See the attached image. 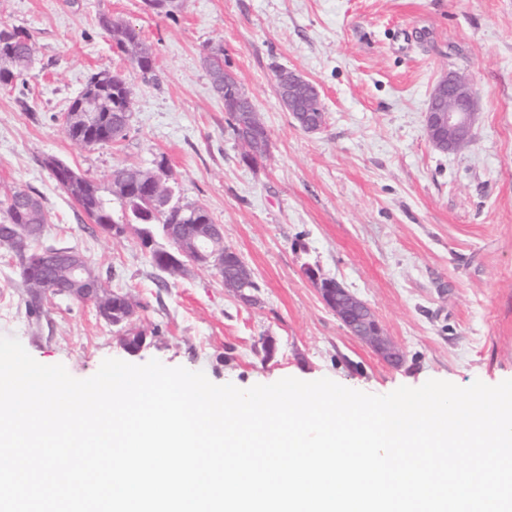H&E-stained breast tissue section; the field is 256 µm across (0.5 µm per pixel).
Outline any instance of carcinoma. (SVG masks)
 Instances as JSON below:
<instances>
[{"label": "carcinoma", "mask_w": 512, "mask_h": 512, "mask_svg": "<svg viewBox=\"0 0 512 512\" xmlns=\"http://www.w3.org/2000/svg\"><path fill=\"white\" fill-rule=\"evenodd\" d=\"M100 26L112 39V47L129 59L133 68L144 75L154 72V56L150 46L141 38L135 27L116 21L110 16L99 18ZM34 48L30 34L19 30L0 29V84L7 85L14 75L31 69ZM208 72L215 93L222 99L231 97L245 99L247 95L240 85L224 90V54L212 52L207 56ZM97 100V109L101 113L104 135L92 140L86 133L67 124L65 130L75 142L91 147L108 143L125 135L132 115V93L126 75L120 71H103L92 74L83 90L70 102L68 111L76 112L88 98ZM228 122L238 140L248 136L259 119L255 112H233L224 107ZM112 178L124 179L131 183L147 182L152 179L151 169L139 167H123L113 171ZM61 188L70 195L82 208L88 218L95 224H115L113 213L99 195L95 183L82 174L70 180ZM161 202L157 203L146 193L144 188L132 189L126 194L118 195L124 209L123 218L129 224H159L166 230L169 224H180L187 229L194 224H211L213 220L209 212L199 205H177L171 203L172 188L164 180L156 185ZM47 222V215L42 203L35 196L24 190H15L7 197L0 218V245L11 249L19 265H24L26 251L37 247L39 240L32 242L13 240L7 232V224H41ZM152 266L161 272L176 277L184 270L167 264V252L156 251ZM22 279L28 289L27 307L32 313L40 311L46 295H72L73 281L71 274L65 269L54 272L45 283L39 284L24 274Z\"/></svg>", "instance_id": "cac0c4a2"}]
</instances>
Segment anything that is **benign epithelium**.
<instances>
[{"instance_id":"benign-epithelium-1","label":"benign epithelium","mask_w":512,"mask_h":512,"mask_svg":"<svg viewBox=\"0 0 512 512\" xmlns=\"http://www.w3.org/2000/svg\"><path fill=\"white\" fill-rule=\"evenodd\" d=\"M279 95L288 99V111L293 115L310 111L309 104L321 99L318 87L301 74L283 69L277 78ZM476 99L464 77L455 73L444 74L431 92L426 115L428 139L443 151H455L462 141L471 139L476 118ZM69 123L87 131L98 128V112L93 105L68 115ZM222 237L218 224H197L191 236V248L170 256L176 266L190 264L209 268L224 276V287L249 301L256 300L246 294L250 288L248 269L241 256L232 248L210 249L205 242ZM66 262L70 265L75 288L73 292L82 300H95L106 292L104 283L82 277L83 267L77 257L67 251L35 252L28 256L27 264L32 280L38 281L52 273L55 267ZM326 305L350 333L367 342L387 363L397 366L403 361V352L387 337L370 306L352 294L344 285L333 279L321 282L318 272L310 271Z\"/></svg>"}]
</instances>
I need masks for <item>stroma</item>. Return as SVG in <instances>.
Listing matches in <instances>:
<instances>
[{
  "instance_id": "stroma-1",
  "label": "stroma",
  "mask_w": 512,
  "mask_h": 512,
  "mask_svg": "<svg viewBox=\"0 0 512 512\" xmlns=\"http://www.w3.org/2000/svg\"><path fill=\"white\" fill-rule=\"evenodd\" d=\"M172 15L143 0H0V28L28 32L30 71L0 85V199L15 189L48 215L42 244L71 247L135 305L123 329L94 303L48 297L40 312L13 252L0 247V335L77 379L107 358L156 359L246 389L286 377L330 378L376 395L438 379L465 387L512 379V0H178ZM151 46L156 81L113 49L100 15ZM224 59L270 140L241 159L206 54ZM318 85L320 131L282 106L275 70ZM125 73L133 112L125 137L84 147L64 114L88 77ZM454 70L477 95L469 145L428 140L439 77ZM166 156L175 200L205 207L259 285L247 306L211 269L164 279L136 227L100 231L44 166L56 157L95 182L121 218L115 169ZM315 266L375 312L406 361L394 368L350 332L305 274ZM275 352L263 357L264 338Z\"/></svg>"
}]
</instances>
